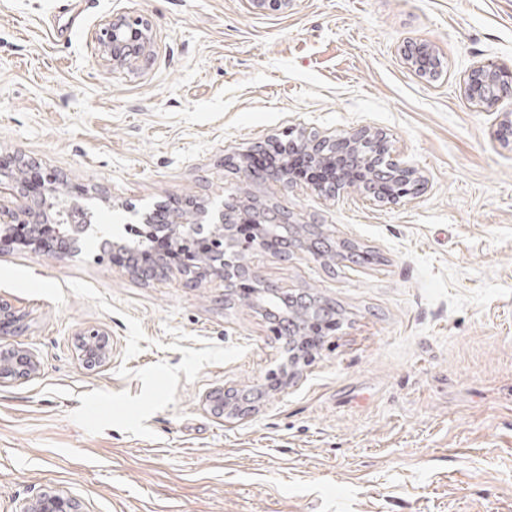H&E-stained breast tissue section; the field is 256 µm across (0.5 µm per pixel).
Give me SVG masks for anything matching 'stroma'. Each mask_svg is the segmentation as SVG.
Wrapping results in <instances>:
<instances>
[{
    "label": "stroma",
    "instance_id": "stroma-1",
    "mask_svg": "<svg viewBox=\"0 0 512 512\" xmlns=\"http://www.w3.org/2000/svg\"><path fill=\"white\" fill-rule=\"evenodd\" d=\"M120 15L153 28L146 68L101 57L94 34ZM408 41L437 48V81L406 67ZM484 61L512 71V0H0V215L29 204L22 157L93 222L75 256L0 246V303L23 326L0 342L38 362L0 386V512L47 488L84 512H512V147L494 137L512 98H466ZM364 126L421 191L250 185L367 254L246 253L262 280L337 309L287 385L269 321L222 280L96 258L98 225L118 240L157 204H223L225 157ZM90 326L112 347L96 370L76 349ZM217 387L252 411L212 413Z\"/></svg>",
    "mask_w": 512,
    "mask_h": 512
}]
</instances>
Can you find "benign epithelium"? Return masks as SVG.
<instances>
[{"mask_svg":"<svg viewBox=\"0 0 512 512\" xmlns=\"http://www.w3.org/2000/svg\"><path fill=\"white\" fill-rule=\"evenodd\" d=\"M295 0H248L249 8L254 12L290 11ZM104 62L114 69H130L137 64L149 62L153 53L154 37L150 25L139 19L117 16L99 33L95 34ZM427 50L436 53L433 46H412L407 44L401 50L405 64L421 78L436 79V74L423 69L419 64L420 53ZM498 69L490 61L480 62L465 72L462 81L464 94L475 104H490L512 96V87L497 84ZM375 138L382 135L367 127L353 130L338 138L314 137L297 138L288 143V150L299 151L315 167L326 170L331 175L335 189L349 188L359 181L360 162H365L377 169L378 193L376 199L396 202L403 198L391 183L389 169L377 168L374 158L367 155L360 157V152L369 146ZM242 182L253 180L286 181L290 175L285 168L275 166L257 174L248 166V161L237 165ZM238 224H252L256 237L242 240L236 230ZM88 224H67L58 233L59 243L57 253L70 256L78 251L84 235L89 230ZM184 232L189 236L202 235L216 242L224 243V264L208 269V275L224 280L225 286L233 288L232 277L242 273L251 277L255 286L244 289L240 298L251 304H260L265 314L273 309L264 304L266 300L283 299L287 307L282 312V329L289 335H294L300 327L302 315L298 309L311 299V295L302 292L297 295L282 292L280 289L262 282L254 269L247 265L243 258V250L247 246L263 252L276 253L286 256L288 253L303 247L315 258L324 257L323 250L326 241L317 233L308 234L306 226L297 224L294 216L274 204L253 198L243 200L232 191L224 198L222 209L215 213L209 212L203 206L196 209L194 217H188L187 212L178 207L167 209V223L155 225V230L167 232ZM78 349L83 365L89 369L100 368L110 359L112 347L109 344L108 332L101 327H87L79 332ZM38 362L31 354L22 348L0 346V385L24 378L34 373ZM206 401L218 412L226 409L238 413L251 410L246 401L228 392L224 388H215L206 395ZM22 512H81L77 502L56 490H45L35 498L27 501Z\"/></svg>","mask_w":512,"mask_h":512,"instance_id":"obj_1","label":"benign epithelium"}]
</instances>
